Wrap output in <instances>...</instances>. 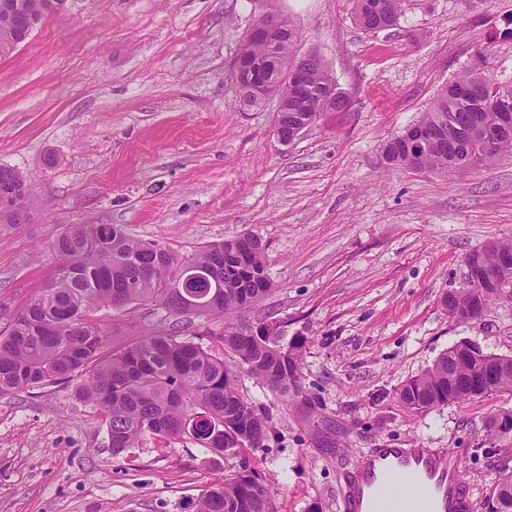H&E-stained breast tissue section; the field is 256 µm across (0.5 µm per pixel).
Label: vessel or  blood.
I'll list each match as a JSON object with an SVG mask.
<instances>
[{
  "instance_id": "1",
  "label": "vessel or blood",
  "mask_w": 512,
  "mask_h": 512,
  "mask_svg": "<svg viewBox=\"0 0 512 512\" xmlns=\"http://www.w3.org/2000/svg\"><path fill=\"white\" fill-rule=\"evenodd\" d=\"M464 449L381 448L355 475L344 512H460Z\"/></svg>"
}]
</instances>
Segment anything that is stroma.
I'll return each instance as SVG.
<instances>
[{"mask_svg":"<svg viewBox=\"0 0 512 512\" xmlns=\"http://www.w3.org/2000/svg\"><path fill=\"white\" fill-rule=\"evenodd\" d=\"M270 10L350 99L285 146L275 100L245 107L228 78ZM401 26L363 30L348 0H67L0 57V164L32 180L29 222L0 225V329L52 273L61 225L121 224L185 254L254 235L272 290L235 322L273 319L282 345L302 344L299 395L240 378L269 417L248 457L274 512H343L376 448L465 449L470 512H486L512 439L488 441L484 424L512 390L427 411L397 390L463 341L512 356V305L462 323L443 302L472 251L512 238V154L445 176L383 148L477 47L493 44L492 75L512 80V0H413ZM100 317L109 351L171 323L142 305ZM238 464L152 438L113 455L98 410L64 384L0 395V512H192Z\"/></svg>","mask_w":512,"mask_h":512,"instance_id":"1","label":"stroma"}]
</instances>
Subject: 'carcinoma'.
<instances>
[{
	"instance_id": "obj_1",
	"label": "carcinoma",
	"mask_w": 512,
	"mask_h": 512,
	"mask_svg": "<svg viewBox=\"0 0 512 512\" xmlns=\"http://www.w3.org/2000/svg\"><path fill=\"white\" fill-rule=\"evenodd\" d=\"M355 22L368 31L398 32L410 0H349ZM65 0H0V56L12 53L39 21L59 13ZM269 42L244 33L235 59L253 66L234 85L243 105L274 98L285 113L275 125L286 146L298 137L295 117L314 124L324 112H345L349 99L337 91L325 61L314 52L297 54L295 24L273 12ZM488 46L448 83L413 126L385 145L386 159L418 172L463 174L512 153V127L492 145L475 136L478 126H498L512 113V81L490 74ZM269 83L264 96L250 89L251 75ZM454 130L458 146L446 138ZM30 179L0 165V224L30 220ZM58 257L46 285L0 330V395L48 384L73 383L77 397L95 406L107 426L109 446L118 456L147 438L189 441L220 455L240 458L238 470L216 481L194 504V512H272L268 488L248 460L263 447L268 418L239 390L240 374L288 395L298 390V347L278 344L275 321L238 326L230 319L262 301L272 289L260 240L245 249L239 239L180 255L155 240L134 239L121 224H64L50 244ZM512 253V239L494 240L472 251L481 265L498 270ZM512 303V288H488L481 280L448 294V315L472 321L479 308ZM130 304L157 307L177 320L191 316L224 320L222 350L203 346L209 331L183 326L136 336L121 349L103 354L106 335L97 312ZM496 374L483 382L481 352L454 345L426 371L407 380L399 399L417 410L466 401L512 389V356L492 355ZM489 440L512 437V409L487 421ZM488 512H512V474L501 473Z\"/></svg>"
}]
</instances>
